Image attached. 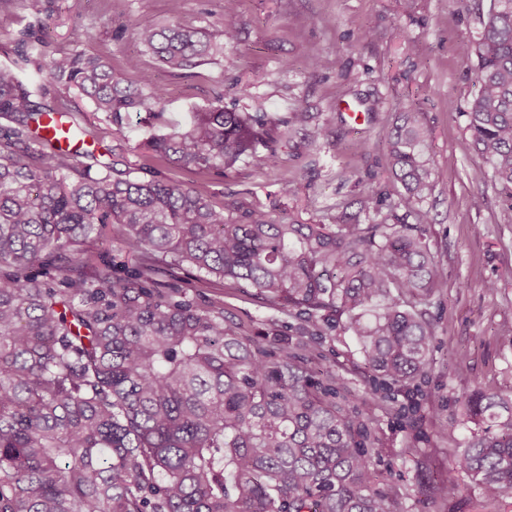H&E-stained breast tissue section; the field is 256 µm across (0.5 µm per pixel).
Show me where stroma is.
<instances>
[{
	"label": "stroma",
	"mask_w": 512,
	"mask_h": 512,
	"mask_svg": "<svg viewBox=\"0 0 512 512\" xmlns=\"http://www.w3.org/2000/svg\"><path fill=\"white\" fill-rule=\"evenodd\" d=\"M490 0H239L236 37L224 54L191 70L163 66L139 43L144 21L224 34L223 0H15L0 11V66L12 64L17 33L41 26L45 55L82 37L86 49L112 60L123 83L150 78L165 91L162 110L172 122L222 101L225 108L289 117L304 102L309 120L293 125L275 145L238 162L224 176H206L224 215L240 205L290 215L305 224H369L387 215L402 186L386 167L384 137L396 115L417 110L433 147L434 190L418 205L427 212L426 235L440 261L445 285L428 316L435 326L434 363L416 381L418 407L404 415V397L384 400L367 373L356 339L343 329L311 337L305 361L326 369L338 391L371 402L372 431L381 450L378 469L394 499V512H512V492L486 504L459 456L476 432L465 400L473 390L512 392V224L504 196L491 178L477 179L480 160L467 131L466 113L478 85L474 41ZM141 68H126L127 57ZM250 96H239L242 85ZM139 113L126 117V137L101 138L96 162L116 163L135 177L147 173L187 184L196 175L155 158L140 143ZM297 191L284 195L285 182ZM376 190L379 209L363 204ZM164 282H188L191 295L224 303V322L247 337L277 333L297 351L302 316L270 307L243 284L186 271L164 273Z\"/></svg>",
	"instance_id": "35a3bbf8"
}]
</instances>
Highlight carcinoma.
<instances>
[{
    "instance_id": "1",
    "label": "carcinoma",
    "mask_w": 512,
    "mask_h": 512,
    "mask_svg": "<svg viewBox=\"0 0 512 512\" xmlns=\"http://www.w3.org/2000/svg\"><path fill=\"white\" fill-rule=\"evenodd\" d=\"M238 0H224V41L145 23L137 39L167 68L204 65L232 41ZM469 130L501 187L512 224V0H491L476 41ZM27 77H21V74ZM49 75L45 83L43 75ZM75 91L125 139L124 114L147 110L151 154L198 175L223 174L278 133L263 112L222 101L168 124L162 90L133 87L101 55L70 48L44 60L20 31L0 66V512H393L369 431L370 403L338 398L284 343L270 352L224 325V305L159 280L187 266L256 290L304 316L303 336H354L382 385L427 376L426 318L444 272L415 208L434 188L420 113L387 134L391 172L414 224L278 222L251 209L230 224L206 184L120 178L77 162L45 124ZM112 238L132 265L99 258ZM475 434L459 458L489 501L512 491V395L474 391Z\"/></svg>"
}]
</instances>
